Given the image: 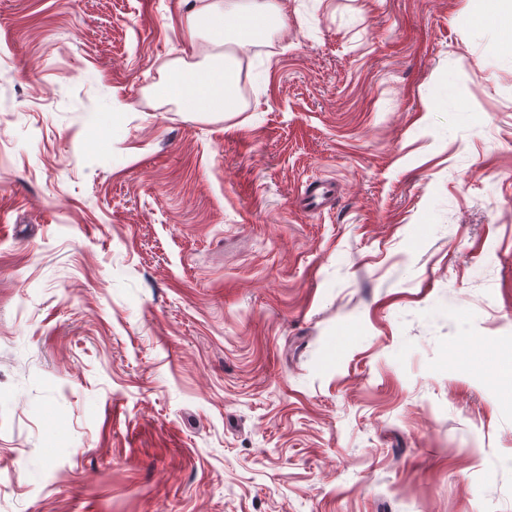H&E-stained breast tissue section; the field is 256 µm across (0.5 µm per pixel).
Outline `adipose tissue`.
Listing matches in <instances>:
<instances>
[{
  "label": "adipose tissue",
  "instance_id": "1",
  "mask_svg": "<svg viewBox=\"0 0 512 512\" xmlns=\"http://www.w3.org/2000/svg\"><path fill=\"white\" fill-rule=\"evenodd\" d=\"M282 29L285 15L279 0H224L223 4L202 6L185 15L180 25L188 42H195L200 30H207L212 42L245 46L256 25ZM185 78L193 85L181 95L185 108L194 112H232L237 107V70L233 59H211L203 69L188 70Z\"/></svg>",
  "mask_w": 512,
  "mask_h": 512
}]
</instances>
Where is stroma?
Here are the masks:
<instances>
[{
	"mask_svg": "<svg viewBox=\"0 0 512 512\" xmlns=\"http://www.w3.org/2000/svg\"><path fill=\"white\" fill-rule=\"evenodd\" d=\"M280 2L0 0V512H512L504 0ZM279 0H225L224 4H207L185 15L180 25L191 48L202 26H205L212 42L235 44L244 47L256 29L262 24L268 28L286 27L285 15ZM185 76V77H184ZM170 92L178 95L185 108L193 112H233L237 107V70L234 60L224 54L211 59L204 69L183 70ZM193 78V85L183 95L179 87Z\"/></svg>",
	"mask_w": 512,
	"mask_h": 512,
	"instance_id": "1",
	"label": "stroma"
}]
</instances>
